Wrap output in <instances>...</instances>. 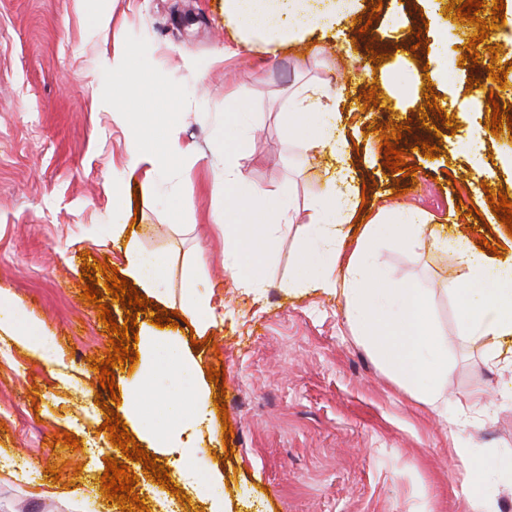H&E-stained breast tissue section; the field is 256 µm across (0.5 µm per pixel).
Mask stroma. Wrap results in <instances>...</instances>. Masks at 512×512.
<instances>
[{
    "mask_svg": "<svg viewBox=\"0 0 512 512\" xmlns=\"http://www.w3.org/2000/svg\"><path fill=\"white\" fill-rule=\"evenodd\" d=\"M448 5L357 0L354 16L372 20L367 33L347 21L273 57L242 43L224 0H0V289L43 323L58 349L49 365L0 333V450L36 475L29 482L0 472V512H90L106 458L125 459L102 428L99 401L109 393L90 362L106 359L110 334L82 297V269L87 257L123 269L132 244L168 258L170 283L136 316L140 358L132 372H116L122 399L112 408L168 473L175 456L154 448L123 402L147 366L146 340L175 339L200 371L221 372L218 381H200L212 429L191 459L193 491L182 512H208L218 490L224 512H471L455 449L512 452V400L503 395L512 374L485 360L483 341L461 335L459 307L439 290L441 280L461 274L454 254L427 246L413 254L390 237L379 240L386 275L428 291V317L448 355L452 405L444 416L355 336L342 296L288 285L307 207L332 163L288 134L285 103L310 80L339 97L346 163L365 190L346 226V250L380 210L402 205L425 214L438 237L463 236L475 247L485 240L498 247V259H512V233L476 200L484 182L512 201V134L491 132L488 103L495 86L488 67L512 68V43L491 33L476 45V65H461L456 35L477 28ZM317 42L339 67L298 69ZM496 44L502 51L494 57ZM123 54L134 62L129 78L112 72ZM442 56L456 76L430 81L427 69ZM369 89L378 99L370 106L362 97ZM430 90L433 110L425 107ZM242 97L259 128L243 147L248 178L260 188L282 186L299 214L272 246L259 295L225 268L224 233L214 224L224 208L213 190L224 159L212 142ZM140 107L169 112L192 167L127 172L131 130L119 115ZM390 122L405 125L399 145L418 178L385 168L380 135ZM422 136L434 157L418 146ZM462 139L474 141L475 152L458 153ZM182 198L191 209L178 207ZM197 258L216 309L207 329L183 301V272ZM163 310L177 312L187 328L153 325ZM477 388L486 392L481 409L470 401ZM65 432L78 447L56 442ZM94 443L104 450L96 460ZM216 470L224 475L219 489L209 481Z\"/></svg>",
    "mask_w": 512,
    "mask_h": 512,
    "instance_id": "stroma-1",
    "label": "stroma"
}]
</instances>
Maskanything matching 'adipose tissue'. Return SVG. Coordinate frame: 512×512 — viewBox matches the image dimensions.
Instances as JSON below:
<instances>
[{
    "label": "adipose tissue",
    "mask_w": 512,
    "mask_h": 512,
    "mask_svg": "<svg viewBox=\"0 0 512 512\" xmlns=\"http://www.w3.org/2000/svg\"><path fill=\"white\" fill-rule=\"evenodd\" d=\"M311 0H224V14L252 36L258 50L273 54L286 43L295 41L313 26L331 21H345L347 11L324 7L314 12ZM338 110L336 94L325 85L314 83L296 89L289 98L288 112L296 120L312 115L309 130H301L296 121L288 130L309 152L323 151L341 156L345 138L333 116ZM225 133L217 137L216 148L224 154V173L215 189L225 197V209L214 221L224 230V264L240 284L248 288L264 287L265 248L278 238L293 221V202L281 191L254 186L245 172V162L238 152L241 142L250 140L255 128L247 113L224 115ZM189 150L176 133H168L163 146L157 147L133 134L129 146V166H149L164 172L176 162L187 159ZM352 189L344 170H336L324 190L309 205L304 228L305 245L291 278L292 288H320L341 294L346 301L350 326L369 341L383 364L409 388L420 402L438 411L448 404L444 383L448 379V361L443 345L434 343V329L427 317V294L417 282L393 281L381 277L383 264L376 248L378 225L389 226L400 236L408 250L424 244L439 251H453L462 271L441 285L442 292L453 296L459 305L462 335L487 338L492 342L487 358L512 367V356H504L499 340L512 335V272L489 277V265L481 253L464 239L447 242L427 239L425 216L402 206L378 214L367 225L363 239L349 256H342L344 224L352 211ZM345 260V274H337L338 260ZM125 274L147 294H162L169 284L166 261L159 255L137 247L126 252ZM10 310L14 320L8 331L15 342L44 361H51L53 347L42 324L27 316L8 291L0 290V310ZM148 369L140 383L131 390L128 405L140 416L146 432L156 433L160 447L180 449L190 456L191 448L182 437L193 427L205 423L200 406L201 392L196 367L176 341L148 342ZM165 372L169 384L157 387L156 372ZM456 454L467 471L462 491L473 512H487L486 490L492 476L503 467L512 468V458L489 460L473 458L470 449Z\"/></svg>",
    "instance_id": "adipose-tissue-1"
}]
</instances>
